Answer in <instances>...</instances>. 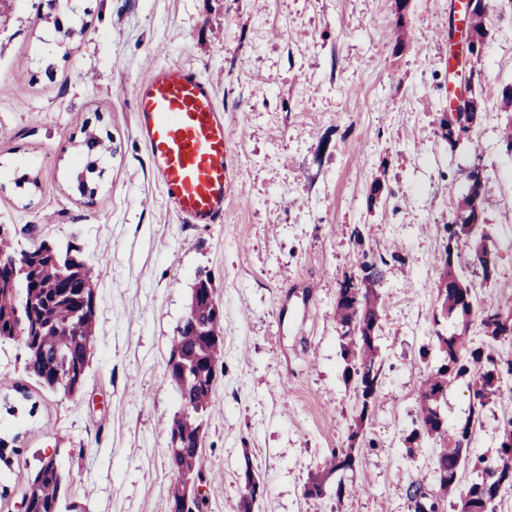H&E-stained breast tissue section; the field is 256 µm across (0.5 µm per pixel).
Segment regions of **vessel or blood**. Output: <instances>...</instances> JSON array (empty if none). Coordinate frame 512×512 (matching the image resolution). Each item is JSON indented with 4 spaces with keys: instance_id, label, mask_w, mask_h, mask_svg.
Here are the masks:
<instances>
[{
    "instance_id": "b4317fda",
    "label": "vessel or blood",
    "mask_w": 512,
    "mask_h": 512,
    "mask_svg": "<svg viewBox=\"0 0 512 512\" xmlns=\"http://www.w3.org/2000/svg\"><path fill=\"white\" fill-rule=\"evenodd\" d=\"M139 136L169 203L188 224H217L234 197L235 135L208 82L177 63L153 68L135 89Z\"/></svg>"
}]
</instances>
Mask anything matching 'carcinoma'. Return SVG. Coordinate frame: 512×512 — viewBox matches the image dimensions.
<instances>
[{
    "label": "carcinoma",
    "instance_id": "cac0c4a2",
    "mask_svg": "<svg viewBox=\"0 0 512 512\" xmlns=\"http://www.w3.org/2000/svg\"><path fill=\"white\" fill-rule=\"evenodd\" d=\"M484 100L477 99L466 117V125L448 129L443 135L449 146L482 120ZM112 153L110 143L98 136L86 140L87 174L102 175L97 170L99 158ZM469 192L458 200L452 221L443 225L444 252L440 258L437 301L444 316L464 318L461 332L440 330L432 336L433 348L422 347V358L433 357L437 366L423 379L418 395V422L406 437L407 453L430 444L438 490L427 493L416 486L411 497L415 512H441V502L458 496L456 512H494V502L502 490H512V409L504 399L512 395V359L499 346L512 343V306L495 301L480 302L464 279L463 269L480 268L485 281L497 269V254L490 247V233L481 223L484 205L491 201L489 177L485 171L469 174ZM0 342L15 341V328L23 323L26 336L22 346L26 367L47 388L72 396L85 382L93 342V316L81 313L95 303V284L78 250H61L42 242L30 249L18 250L13 237L0 235ZM403 261L402 255L362 253L358 266L370 264L378 277L390 262ZM379 291L359 287L355 274L345 276L336 297V324L339 329L344 383L352 390L358 417L348 435V447L334 451L325 461L321 474L311 477L308 492L320 496L325 481L339 470H351L360 461L356 448L368 406L375 403L381 385L379 345ZM191 310L178 327L171 344L165 377L184 376L187 388L180 390L186 412L178 420L180 441L169 448V464L176 473L168 491L166 505L186 497L187 482L204 479L199 436L203 416L212 402L215 374L212 364H224L222 326L224 305L214 292L211 281L200 280L193 289ZM477 314L480 337H469V317ZM466 381L470 411L465 421L442 433L446 425L442 404L448 390L458 381ZM490 405L504 408V428L499 443L490 456H479L467 466L469 445L476 426L482 423ZM471 468V479L460 488V471ZM25 486L30 512H76V505H63L66 479L51 457H41L35 469L18 475Z\"/></svg>",
    "mask_w": 512,
    "mask_h": 512
}]
</instances>
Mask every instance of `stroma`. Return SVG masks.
Wrapping results in <instances>:
<instances>
[{"label":"stroma","instance_id":"stroma-1","mask_svg":"<svg viewBox=\"0 0 512 512\" xmlns=\"http://www.w3.org/2000/svg\"><path fill=\"white\" fill-rule=\"evenodd\" d=\"M84 14L58 41L48 0L0 9V224L18 247L74 244L96 283L82 390L46 388L19 342L0 343V512H17V473L53 457L80 512H163L169 429L182 403L166 380L170 344L196 282L224 305V372L204 416L202 491L236 512L240 473L265 485L255 512H414L411 485L435 489L431 450L407 454L419 348L455 332L437 304L443 226L479 164L496 199L482 220L494 280L467 273L478 298L512 297V155L488 99L455 147L448 107L451 0H58ZM479 85H512V0H488ZM177 62L211 82L234 132L239 170L220 224L183 223L138 137L133 90ZM112 137L94 196L76 175L88 133ZM382 178L381 196L371 185ZM360 230L353 238L352 230ZM401 244L381 285V386L361 466L309 496L311 475L344 448L354 417L343 381L336 295L362 252ZM343 495H336L337 485Z\"/></svg>","mask_w":512,"mask_h":512}]
</instances>
